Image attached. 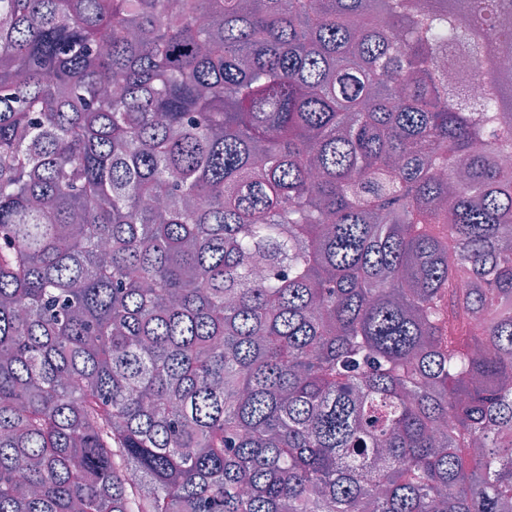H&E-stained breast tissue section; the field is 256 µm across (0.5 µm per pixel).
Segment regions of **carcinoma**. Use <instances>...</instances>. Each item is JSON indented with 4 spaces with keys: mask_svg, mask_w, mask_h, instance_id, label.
Masks as SVG:
<instances>
[{
    "mask_svg": "<svg viewBox=\"0 0 512 512\" xmlns=\"http://www.w3.org/2000/svg\"><path fill=\"white\" fill-rule=\"evenodd\" d=\"M511 51L512 0H0V512H512Z\"/></svg>",
    "mask_w": 512,
    "mask_h": 512,
    "instance_id": "1",
    "label": "carcinoma"
}]
</instances>
